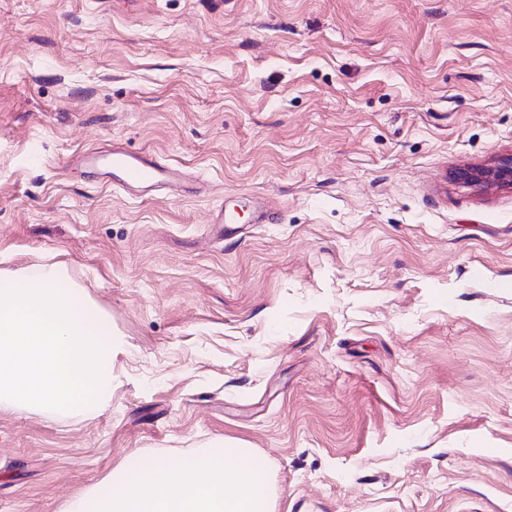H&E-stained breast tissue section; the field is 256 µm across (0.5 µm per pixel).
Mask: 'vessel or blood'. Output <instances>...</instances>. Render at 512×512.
Instances as JSON below:
<instances>
[{"instance_id":"vessel-or-blood-1","label":"vessel or blood","mask_w":512,"mask_h":512,"mask_svg":"<svg viewBox=\"0 0 512 512\" xmlns=\"http://www.w3.org/2000/svg\"><path fill=\"white\" fill-rule=\"evenodd\" d=\"M81 161L85 166L104 170L117 188L131 193L150 194L165 189L178 194L186 185L182 169L166 165L148 153L129 150L117 142L108 150H88Z\"/></svg>"}]
</instances>
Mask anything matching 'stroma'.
<instances>
[{"label": "stroma", "instance_id": "1", "mask_svg": "<svg viewBox=\"0 0 512 512\" xmlns=\"http://www.w3.org/2000/svg\"><path fill=\"white\" fill-rule=\"evenodd\" d=\"M115 141L195 188L63 164ZM510 153L512 0H0V271L123 342L102 411L0 414V512L221 441L275 512H512V186L457 178Z\"/></svg>", "mask_w": 512, "mask_h": 512}]
</instances>
